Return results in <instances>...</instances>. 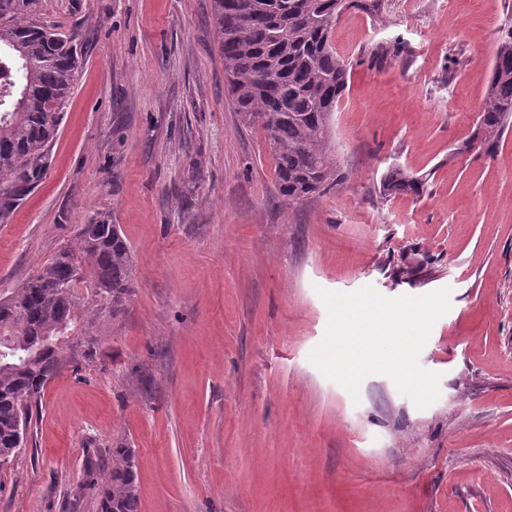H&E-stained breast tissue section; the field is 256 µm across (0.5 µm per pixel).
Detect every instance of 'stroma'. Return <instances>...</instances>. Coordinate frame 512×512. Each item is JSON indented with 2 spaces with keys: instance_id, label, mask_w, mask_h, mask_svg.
Instances as JSON below:
<instances>
[{
  "instance_id": "1",
  "label": "stroma",
  "mask_w": 512,
  "mask_h": 512,
  "mask_svg": "<svg viewBox=\"0 0 512 512\" xmlns=\"http://www.w3.org/2000/svg\"><path fill=\"white\" fill-rule=\"evenodd\" d=\"M83 54L40 184L0 221V295L103 215L132 250L116 313L65 351L0 474V512H96L86 455H136L140 512H512V126L480 111L512 0H366L336 25L351 64L338 183L283 197L224 78L212 0H43ZM426 177L385 197L390 168ZM451 289L420 353L440 396L383 375L359 399L309 360L324 288Z\"/></svg>"
}]
</instances>
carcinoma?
Returning <instances> with one entry per match:
<instances>
[{
  "instance_id": "1",
  "label": "carcinoma",
  "mask_w": 512,
  "mask_h": 512,
  "mask_svg": "<svg viewBox=\"0 0 512 512\" xmlns=\"http://www.w3.org/2000/svg\"><path fill=\"white\" fill-rule=\"evenodd\" d=\"M224 73L240 121L266 134L280 193L301 202L332 175L333 115L350 78L333 33L348 0H213ZM76 35L42 20V0H0V79L17 102L0 103V219L38 186L43 160L83 65ZM485 140L512 122V27L502 35L480 116ZM426 191V179L402 168L386 173L385 196ZM90 267L88 274L80 272ZM130 244L108 218L78 234L77 245L0 298V470L14 464L19 429L61 366L54 337L78 335L84 303L117 311L134 283ZM86 290L81 302L77 290ZM110 464L88 456L85 485L98 512H139L132 449L109 450Z\"/></svg>"
}]
</instances>
